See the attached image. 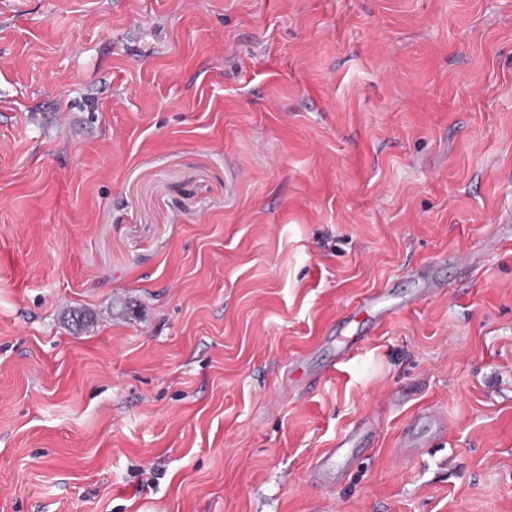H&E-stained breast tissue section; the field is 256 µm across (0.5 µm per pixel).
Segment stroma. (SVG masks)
Wrapping results in <instances>:
<instances>
[{
	"label": "stroma",
	"instance_id": "stroma-1",
	"mask_svg": "<svg viewBox=\"0 0 512 512\" xmlns=\"http://www.w3.org/2000/svg\"><path fill=\"white\" fill-rule=\"evenodd\" d=\"M0 512H512V0H0ZM391 294L389 290L372 291L365 295L356 305L355 309L347 317V323H360L371 321L382 323L393 311V305L389 304ZM422 419L427 420L432 427L431 435L426 439H422L414 433V426ZM442 433L443 426L441 424L439 416L435 412L429 410L427 412H423L421 415H417L414 418L413 422H411V424L409 425L404 447L399 448L401 455L408 456L419 454L420 452H422L423 448H428L431 442L440 437ZM374 434L369 418L361 420L336 440L333 448H327L317 459L309 478L321 485H335L339 474L356 458L354 448L369 441Z\"/></svg>",
	"mask_w": 512,
	"mask_h": 512
}]
</instances>
